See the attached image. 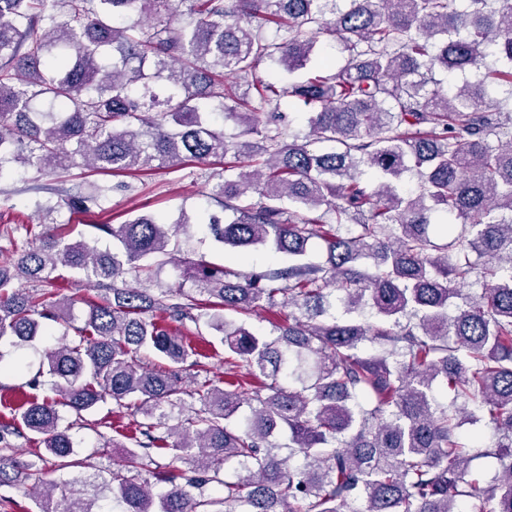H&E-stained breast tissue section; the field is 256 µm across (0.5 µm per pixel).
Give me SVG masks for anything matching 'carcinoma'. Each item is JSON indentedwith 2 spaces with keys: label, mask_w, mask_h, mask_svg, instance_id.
I'll list each match as a JSON object with an SVG mask.
<instances>
[{
  "label": "carcinoma",
  "mask_w": 512,
  "mask_h": 512,
  "mask_svg": "<svg viewBox=\"0 0 512 512\" xmlns=\"http://www.w3.org/2000/svg\"><path fill=\"white\" fill-rule=\"evenodd\" d=\"M191 2L185 27L173 0H0V177L219 158L215 240L237 261L256 246L288 257L251 273L182 258L178 226L148 215L93 225L108 251L61 225L26 228L34 244L0 261V337L61 330L43 359L56 398L18 412L37 458L68 465L62 411L110 400L139 429L103 478L123 512H512V107L486 104L491 88L512 96V0ZM323 35L347 53L336 72L257 76L264 60L304 68ZM491 54L509 65L487 66ZM472 68L481 80L451 93L429 77ZM41 98L56 108H34ZM285 105L307 113L291 141ZM109 191L54 189L76 214ZM168 264L183 284L156 294L153 268ZM60 267L98 290L83 319L56 298ZM257 308L281 316L276 337L226 316ZM169 322L219 337L224 385L187 389L197 352ZM144 350L166 366H145ZM466 421L493 431L499 470L484 487ZM230 461L236 480L223 481ZM20 470L0 455V486ZM212 482L224 496L191 493ZM37 485L38 512H95L72 482Z\"/></svg>",
  "instance_id": "carcinoma-1"
}]
</instances>
